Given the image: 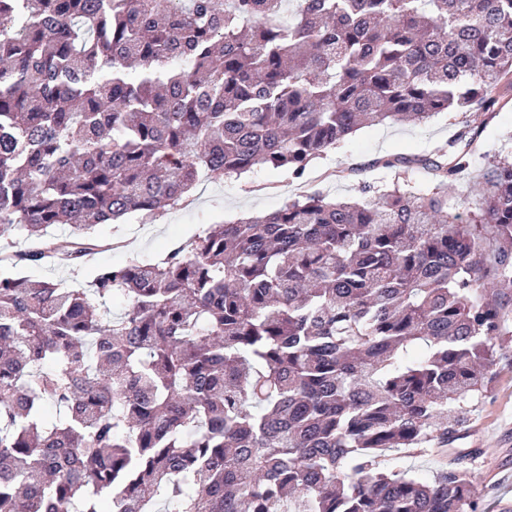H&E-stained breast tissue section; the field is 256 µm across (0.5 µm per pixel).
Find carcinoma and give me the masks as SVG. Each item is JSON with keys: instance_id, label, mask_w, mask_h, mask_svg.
<instances>
[{"instance_id": "obj_1", "label": "carcinoma", "mask_w": 512, "mask_h": 512, "mask_svg": "<svg viewBox=\"0 0 512 512\" xmlns=\"http://www.w3.org/2000/svg\"><path fill=\"white\" fill-rule=\"evenodd\" d=\"M286 2L0 0V238L42 244L9 259L512 90V0ZM470 142L378 161L431 190L311 192L86 288L0 276V512L475 509L469 471L387 457L448 454L509 335L512 161L465 223Z\"/></svg>"}]
</instances>
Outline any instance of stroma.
I'll return each mask as SVG.
<instances>
[{"instance_id":"1","label":"stroma","mask_w":512,"mask_h":512,"mask_svg":"<svg viewBox=\"0 0 512 512\" xmlns=\"http://www.w3.org/2000/svg\"><path fill=\"white\" fill-rule=\"evenodd\" d=\"M465 127L461 112H445L427 122H390L358 130L335 149L312 159L302 179L257 167L238 178L202 180L191 193V205L150 220L135 214L120 224L98 225L93 237L100 247L83 260L62 253L35 265L22 266L30 279L54 281L74 288L91 281L104 268L158 261L172 247L189 241L211 224L238 220L242 213H268L285 201L319 190L339 200L361 199L362 184L392 186L394 171L375 167L386 156L422 158L448 149ZM512 159V95L478 126L471 169L450 180L448 202L463 218L477 211L478 175L485 165ZM490 391L467 410L465 426L453 443L462 467L477 480V512H512V344H504Z\"/></svg>"}]
</instances>
